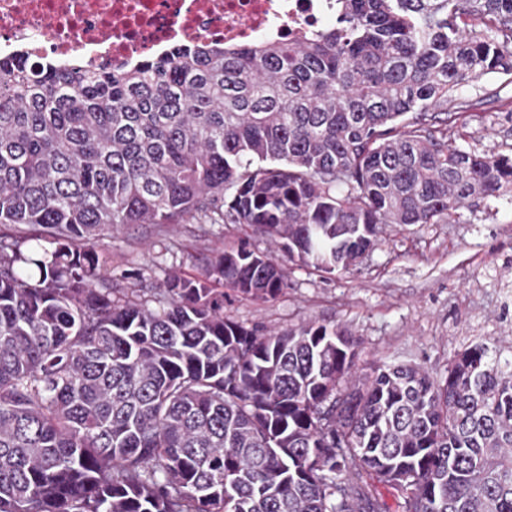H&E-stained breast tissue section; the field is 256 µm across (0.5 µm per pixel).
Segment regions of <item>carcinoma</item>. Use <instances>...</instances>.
<instances>
[{
	"label": "carcinoma",
	"instance_id": "cac0c4a2",
	"mask_svg": "<svg viewBox=\"0 0 512 512\" xmlns=\"http://www.w3.org/2000/svg\"><path fill=\"white\" fill-rule=\"evenodd\" d=\"M489 74L512 76V0H337L293 43L125 69L0 59V512H389L379 485L400 512H512V360L355 380L345 328L224 318L226 287H288L247 243L147 294L97 251L199 213L349 270L390 224L512 190V155L453 145Z\"/></svg>",
	"mask_w": 512,
	"mask_h": 512
}]
</instances>
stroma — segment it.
<instances>
[{"mask_svg":"<svg viewBox=\"0 0 512 512\" xmlns=\"http://www.w3.org/2000/svg\"><path fill=\"white\" fill-rule=\"evenodd\" d=\"M457 99L474 104L482 122L457 146L480 154L512 152V78L489 75L463 85ZM248 238L272 253L288 276L275 301L231 297L226 319L263 328L305 320L338 324L359 338L360 372L376 363H412L441 375L457 353L487 344L512 359V200L462 208L448 224L389 227L384 242L357 267L322 275L289 261L266 238L235 224H139L105 239L103 258L116 288H157L168 272L199 274L204 258Z\"/></svg>","mask_w":512,"mask_h":512,"instance_id":"stroma-1","label":"stroma"}]
</instances>
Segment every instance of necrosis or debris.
<instances>
[{"label": "necrosis or debris", "mask_w": 512, "mask_h": 512, "mask_svg": "<svg viewBox=\"0 0 512 512\" xmlns=\"http://www.w3.org/2000/svg\"><path fill=\"white\" fill-rule=\"evenodd\" d=\"M336 18V0H0V57L127 67L172 42L291 41Z\"/></svg>", "instance_id": "1"}]
</instances>
